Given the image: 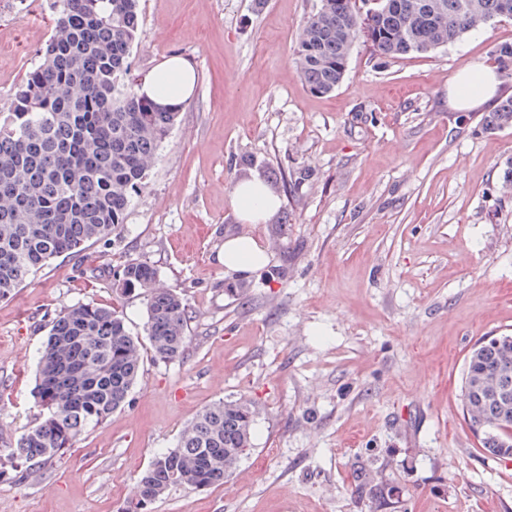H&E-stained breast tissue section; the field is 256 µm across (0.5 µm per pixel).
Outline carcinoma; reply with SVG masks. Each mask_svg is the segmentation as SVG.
<instances>
[{
	"label": "carcinoma",
	"mask_w": 512,
	"mask_h": 512,
	"mask_svg": "<svg viewBox=\"0 0 512 512\" xmlns=\"http://www.w3.org/2000/svg\"><path fill=\"white\" fill-rule=\"evenodd\" d=\"M368 0H320L299 36L301 75L317 94L342 83L358 38L372 55L429 53L497 18L512 0H383L369 20ZM54 27L39 62L15 88L0 116V299L50 259L124 227L179 111L138 95L131 56L141 0H52ZM512 77V45L495 48ZM494 133L512 128V97L484 119ZM121 292H147L149 350L160 360L183 355L188 305L157 288L156 271L136 260L119 270ZM143 346L116 311L94 304L66 308L40 352L35 394L43 417L0 458V479L23 464L48 463L78 437L122 409L141 376ZM461 396L483 449L512 457V335L474 348ZM255 410L241 399L209 405L157 455L138 482L136 512L169 490L221 486L252 447Z\"/></svg>",
	"instance_id": "carcinoma-1"
}]
</instances>
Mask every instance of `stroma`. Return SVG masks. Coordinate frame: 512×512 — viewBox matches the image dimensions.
I'll list each match as a JSON object with an SVG mask.
<instances>
[{
	"label": "stroma",
	"mask_w": 512,
	"mask_h": 512,
	"mask_svg": "<svg viewBox=\"0 0 512 512\" xmlns=\"http://www.w3.org/2000/svg\"><path fill=\"white\" fill-rule=\"evenodd\" d=\"M318 6L142 0L133 78L178 54L197 86L120 234L0 299V455L40 418L38 353L60 312L111 307L146 338L144 294L116 290L126 261L184 296L188 342L145 357L122 410L60 460L0 480V512H128L150 461L239 398L256 417L237 475L149 512H512V459L480 447L460 401L475 344L512 334V129L485 131L492 104L448 102L457 73L512 43V19L386 63L357 43L317 95L296 50ZM53 25L50 0H0V113ZM270 177L279 208L243 223L234 185ZM236 235L266 249V270L225 272Z\"/></svg>",
	"instance_id": "stroma-1"
}]
</instances>
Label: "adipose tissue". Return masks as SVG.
<instances>
[{"mask_svg": "<svg viewBox=\"0 0 512 512\" xmlns=\"http://www.w3.org/2000/svg\"><path fill=\"white\" fill-rule=\"evenodd\" d=\"M196 83L197 74L191 62L173 55L156 67L140 86L139 93L159 105L179 108L190 100ZM497 83L494 69L475 65L455 77L448 90V100L458 109L488 103L495 95ZM232 196L240 218L251 224L261 223L278 206L277 200L256 181L237 183ZM223 263L226 270L235 273L255 272L266 266L267 254L255 238L232 236L224 242Z\"/></svg>", "mask_w": 512, "mask_h": 512, "instance_id": "1", "label": "adipose tissue"}]
</instances>
